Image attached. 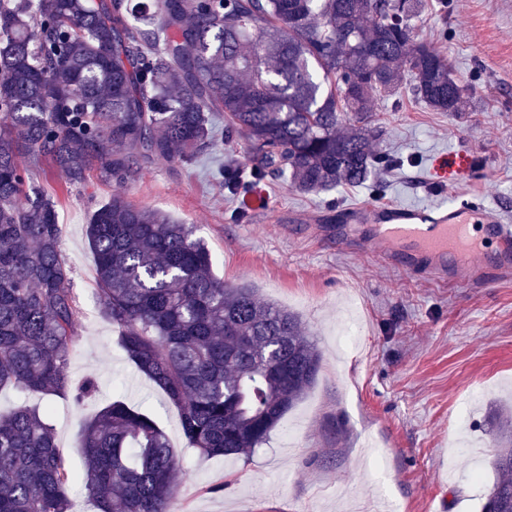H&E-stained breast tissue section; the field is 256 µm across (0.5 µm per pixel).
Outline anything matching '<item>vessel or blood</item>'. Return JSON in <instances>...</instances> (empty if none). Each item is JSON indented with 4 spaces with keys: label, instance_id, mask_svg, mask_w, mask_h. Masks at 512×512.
Segmentation results:
<instances>
[{
    "label": "vessel or blood",
    "instance_id": "vessel-or-blood-1",
    "mask_svg": "<svg viewBox=\"0 0 512 512\" xmlns=\"http://www.w3.org/2000/svg\"><path fill=\"white\" fill-rule=\"evenodd\" d=\"M341 235L413 278L485 289L512 277V222L482 202L353 207Z\"/></svg>",
    "mask_w": 512,
    "mask_h": 512
}]
</instances>
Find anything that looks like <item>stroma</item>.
Returning a JSON list of instances; mask_svg holds the SVG:
<instances>
[{"instance_id":"35a3bbf8","label":"stroma","mask_w":512,"mask_h":512,"mask_svg":"<svg viewBox=\"0 0 512 512\" xmlns=\"http://www.w3.org/2000/svg\"><path fill=\"white\" fill-rule=\"evenodd\" d=\"M415 34L450 59L470 99L466 111L439 112L404 84L379 100L384 134L374 147L399 163L377 183L304 195L282 178L237 223L238 201L219 170L230 159L248 164L242 137L219 141L194 166L160 160L125 183L93 169L70 186L49 165L32 167L57 202L79 305L68 375L99 387L80 407L52 399L66 468L84 467L76 448L83 420L119 396L155 412L176 457L182 512H372L378 503L481 512L495 478L497 417L512 409V281L486 292L414 279L334 233L346 207L445 205L453 192L512 217V0H424ZM115 194L195 225L218 279L294 313L316 343L315 384L252 452L200 457L179 410L127 359L103 318L86 226L93 204ZM353 320L356 348L344 352L336 340Z\"/></svg>"}]
</instances>
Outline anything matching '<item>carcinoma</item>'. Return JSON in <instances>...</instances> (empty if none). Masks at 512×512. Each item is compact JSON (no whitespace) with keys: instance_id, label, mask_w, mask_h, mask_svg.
<instances>
[{"instance_id":"carcinoma-1","label":"carcinoma","mask_w":512,"mask_h":512,"mask_svg":"<svg viewBox=\"0 0 512 512\" xmlns=\"http://www.w3.org/2000/svg\"><path fill=\"white\" fill-rule=\"evenodd\" d=\"M419 0H0V388L80 405L95 379L67 367L79 314L60 250L55 202L22 163L67 184L127 182L154 161L194 165L224 138L247 139L250 164L224 167L249 199L273 178L304 194L383 170L372 143L377 100L405 76L440 112L467 90L444 55L414 35ZM102 314L130 362L181 413L188 445L241 455L315 383L320 356L297 316L228 288L190 224L123 196L86 227ZM50 409L0 413V512H72L81 483L97 512H179L176 460L155 416L121 399L82 425L81 473L65 469ZM496 478L481 512H512V420L503 415Z\"/></svg>"}]
</instances>
